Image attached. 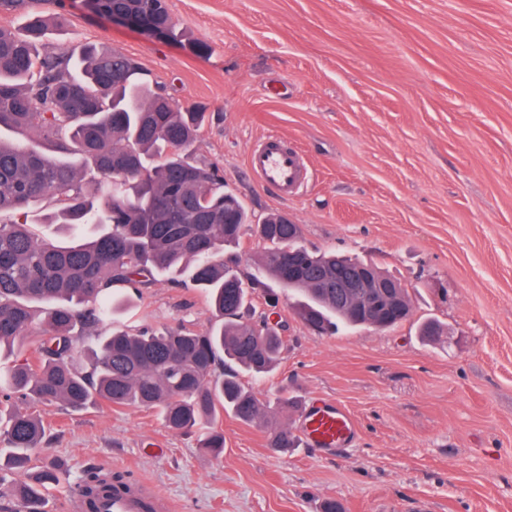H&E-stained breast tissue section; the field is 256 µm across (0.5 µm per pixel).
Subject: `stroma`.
Wrapping results in <instances>:
<instances>
[{
	"label": "stroma",
	"instance_id": "obj_1",
	"mask_svg": "<svg viewBox=\"0 0 512 512\" xmlns=\"http://www.w3.org/2000/svg\"><path fill=\"white\" fill-rule=\"evenodd\" d=\"M70 24L48 48L90 43L131 58L181 107L210 113L194 146L254 220L280 212L310 248L372 262L408 291L388 329L320 335L283 292L257 312L283 326L260 398L287 389L297 427L314 397L342 404L354 440L282 453L230 413L224 451L134 407H40L38 460L68 476L46 498L66 512L88 465L127 472L178 512H512V0H167L176 36L157 40L65 0ZM293 141L311 172L285 201L249 172V148ZM438 320L439 340L419 326ZM216 316L197 288L165 277L124 292L104 331L183 326Z\"/></svg>",
	"mask_w": 512,
	"mask_h": 512
}]
</instances>
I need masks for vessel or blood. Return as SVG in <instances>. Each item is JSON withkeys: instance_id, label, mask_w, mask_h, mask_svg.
I'll return each mask as SVG.
<instances>
[{"instance_id": "b4317fda", "label": "vessel or blood", "mask_w": 512, "mask_h": 512, "mask_svg": "<svg viewBox=\"0 0 512 512\" xmlns=\"http://www.w3.org/2000/svg\"><path fill=\"white\" fill-rule=\"evenodd\" d=\"M248 166L262 185L285 200L295 197L309 179L302 152L277 135L266 136L250 149ZM299 433L311 447L331 450L350 442L354 422L343 406L318 397L305 408ZM97 508L99 512H174L175 505L137 480L113 489Z\"/></svg>"}]
</instances>
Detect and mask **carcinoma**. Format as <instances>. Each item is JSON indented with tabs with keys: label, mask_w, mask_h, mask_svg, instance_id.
I'll use <instances>...</instances> for the list:
<instances>
[{
	"label": "carcinoma",
	"mask_w": 512,
	"mask_h": 512,
	"mask_svg": "<svg viewBox=\"0 0 512 512\" xmlns=\"http://www.w3.org/2000/svg\"><path fill=\"white\" fill-rule=\"evenodd\" d=\"M42 0H0L14 11L31 6L23 26L0 27V132L24 136L22 144L0 136V350L11 351L29 336L37 315V357L17 359L3 375L6 398L17 394L27 407L0 403L4 459L25 476L0 482V512H44L45 490L60 482L62 466L33 464L46 429L38 405L73 410L97 403L155 410L175 432L201 427L200 447H224L211 427L219 411L243 423L263 422L269 447L296 445L277 414L297 407L280 391L264 401L240 373L269 375L283 346L280 326L256 316L251 296L272 277L304 297L299 316L318 334L362 326L358 313L340 303L358 260L312 251L301 243V225L271 213L253 224L247 209L224 191L213 164L192 158L205 113L175 106L141 77L129 57L88 48L73 58L45 50V40L65 22V4L37 8ZM98 11L173 33L163 0H98ZM44 199L56 210L42 223L80 236L62 246L40 236L26 220ZM250 233L263 242L253 271L225 249ZM173 285L201 289L220 323L203 333L183 327L101 337L87 368L73 361L78 341L90 337L111 314L109 294L141 291L158 275ZM382 328L408 320L411 310L382 306ZM120 474L84 471L81 488L93 504L112 494Z\"/></svg>",
	"instance_id": "obj_1"
}]
</instances>
